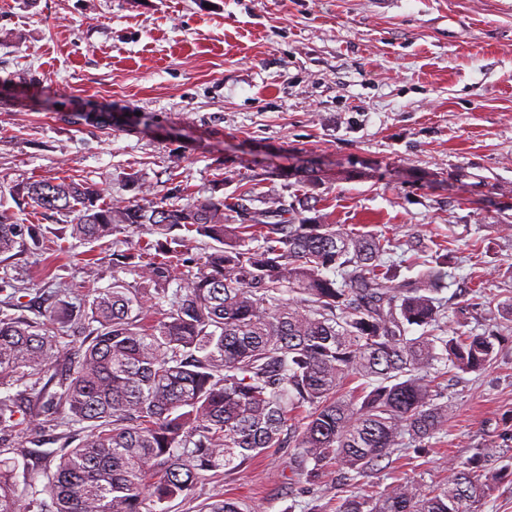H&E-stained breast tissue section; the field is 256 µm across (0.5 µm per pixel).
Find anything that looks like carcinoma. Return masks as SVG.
Listing matches in <instances>:
<instances>
[{
  "instance_id": "1",
  "label": "carcinoma",
  "mask_w": 512,
  "mask_h": 512,
  "mask_svg": "<svg viewBox=\"0 0 512 512\" xmlns=\"http://www.w3.org/2000/svg\"><path fill=\"white\" fill-rule=\"evenodd\" d=\"M21 192L65 217L72 239L143 228L158 239L112 253L113 266L136 268L133 285L116 278L43 320L0 310V430L29 438L41 425L37 408L60 427L83 426L40 490L16 489L18 459L36 452L3 450L0 512H168L208 473L281 447L284 434L305 482L334 465L356 485L395 452L442 433L448 404L439 402L437 374L480 373L493 360V334L464 332L461 322L454 336L439 335L434 293L448 258L401 279L384 259L389 239L305 216L316 211L311 196L256 211L243 194L177 204L141 189L110 203L97 187L64 178ZM191 233L211 245L186 273L180 247ZM30 241L38 245L34 232L1 211L0 256L25 252ZM23 292L0 282L8 309L21 307ZM155 302L169 308L150 319ZM50 320L73 322L83 336L62 371V337L47 332ZM414 326L420 334L408 335ZM351 376L362 384L345 399L339 392ZM507 475V465L485 471L482 456L448 485L391 483L374 497L343 499L337 512H478ZM199 512L242 508L218 493Z\"/></svg>"
}]
</instances>
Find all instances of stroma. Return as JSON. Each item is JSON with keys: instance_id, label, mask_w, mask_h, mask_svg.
Instances as JSON below:
<instances>
[{"instance_id": "1", "label": "stroma", "mask_w": 512, "mask_h": 512, "mask_svg": "<svg viewBox=\"0 0 512 512\" xmlns=\"http://www.w3.org/2000/svg\"><path fill=\"white\" fill-rule=\"evenodd\" d=\"M313 166L321 179H268ZM71 178L126 202L144 183L190 193L316 197L325 223L392 239L395 258L448 255L438 293L446 334L496 337L479 374L445 376L448 436L398 452L365 477L447 484L452 464L512 448V0H0V205L39 228L45 259L0 261L26 287V315L54 300L137 279L111 247L58 238L62 216L15 187ZM293 449L220 470L170 512L217 493L252 512H336L335 469L296 475Z\"/></svg>"}]
</instances>
